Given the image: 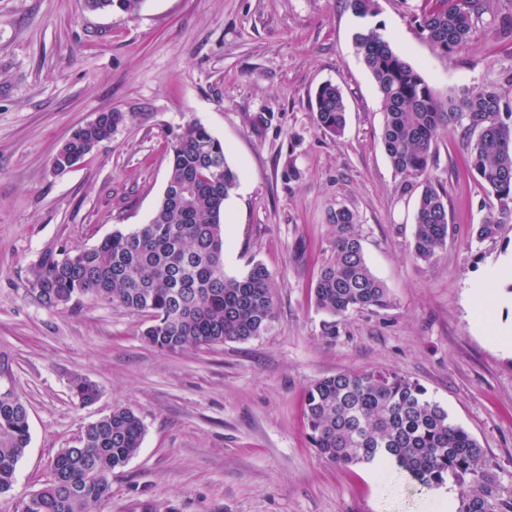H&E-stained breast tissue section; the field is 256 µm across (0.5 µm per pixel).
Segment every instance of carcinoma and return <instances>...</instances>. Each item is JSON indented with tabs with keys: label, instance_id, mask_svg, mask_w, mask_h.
Wrapping results in <instances>:
<instances>
[{
	"label": "carcinoma",
	"instance_id": "obj_1",
	"mask_svg": "<svg viewBox=\"0 0 512 512\" xmlns=\"http://www.w3.org/2000/svg\"><path fill=\"white\" fill-rule=\"evenodd\" d=\"M144 0H85L91 12L135 15ZM422 14L424 38L448 56L478 33L489 10L485 0H436ZM352 13H376L375 0H347ZM354 46L371 73L384 113L383 150L396 175L421 179L413 258L434 261L448 239L447 194L433 175L438 135L461 130L468 141L465 166L498 202L476 230L495 238L512 215V100L494 85L464 87L440 97L423 76L390 46L376 27L362 26ZM318 129L336 136L346 127L347 105L334 84H321L313 106ZM127 121L123 112H102L53 155L64 167L88 146L112 138ZM170 171L163 197L148 223L116 230L88 249L48 247L31 269L30 291L48 308L64 307L86 295L145 317L141 336L152 347L177 353L188 346L247 341L268 331L276 318L273 283L261 264L233 277L224 271V204L238 182L223 143L198 121L170 133ZM334 232L330 258L322 265L314 297L333 317L382 309L390 304L386 285L371 271L347 208L328 215ZM96 383L76 378L71 392L79 403L98 396ZM305 419L319 454L352 466L389 458L422 487L450 481L457 487L458 512H512L507 493L484 449L418 383L393 371L344 372L312 384ZM144 435L140 418L128 408L83 427L78 444L54 458L51 479L16 512H89L112 493V472L138 452ZM25 401L0 390V496L15 482L17 465L29 444Z\"/></svg>",
	"mask_w": 512,
	"mask_h": 512
}]
</instances>
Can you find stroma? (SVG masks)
I'll return each instance as SVG.
<instances>
[{
	"instance_id": "35a3bbf8",
	"label": "stroma",
	"mask_w": 512,
	"mask_h": 512,
	"mask_svg": "<svg viewBox=\"0 0 512 512\" xmlns=\"http://www.w3.org/2000/svg\"><path fill=\"white\" fill-rule=\"evenodd\" d=\"M357 18L346 0H145L124 19L84 0H0V388L28 405L31 440L0 512L51 477L53 459L112 409L144 425L137 454L112 474V495L90 512H425L432 496L397 468L339 466L312 446L309 385L339 372L395 370L421 384L485 448L512 491V356L479 328L471 294L512 261V220L478 241L496 200L466 174L459 132L437 140L448 240L434 262L413 260L418 181L396 176L382 147L377 87L356 55L359 26L440 94L512 74V40L494 19L512 0H488L477 37L445 57L415 21L423 0H377ZM347 103L341 136L319 130L311 101L323 82ZM133 120L72 169L51 158L106 111ZM224 144L239 174L225 202L224 269L263 264L277 318L241 342L164 353L144 319L85 297L61 309L29 290L50 246L90 248L145 223L166 187V133L188 121ZM356 214L368 264L391 294L384 309L338 318L313 287L331 254L330 209ZM98 401L76 405L74 377Z\"/></svg>"
}]
</instances>
